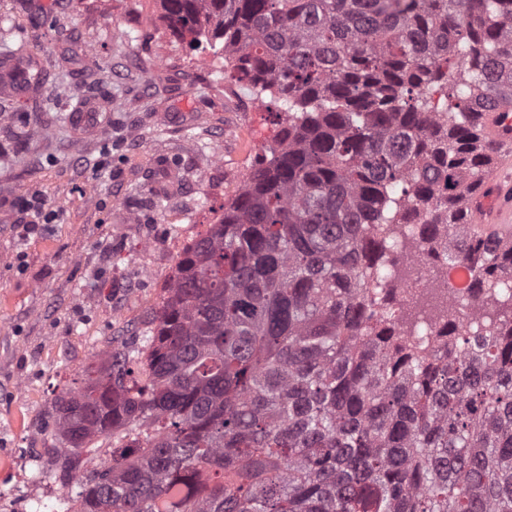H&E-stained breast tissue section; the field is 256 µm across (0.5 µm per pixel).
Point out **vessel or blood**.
I'll return each mask as SVG.
<instances>
[{"instance_id":"obj_1","label":"vessel or blood","mask_w":512,"mask_h":512,"mask_svg":"<svg viewBox=\"0 0 512 512\" xmlns=\"http://www.w3.org/2000/svg\"><path fill=\"white\" fill-rule=\"evenodd\" d=\"M482 133L501 151L471 197L472 224L482 236L512 237V99L497 100L483 118Z\"/></svg>"}]
</instances>
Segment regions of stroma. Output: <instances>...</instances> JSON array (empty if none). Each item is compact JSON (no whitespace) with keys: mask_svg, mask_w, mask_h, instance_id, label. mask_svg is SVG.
<instances>
[{"mask_svg":"<svg viewBox=\"0 0 512 512\" xmlns=\"http://www.w3.org/2000/svg\"><path fill=\"white\" fill-rule=\"evenodd\" d=\"M154 10L0 0V49L24 46L41 85L36 96L0 91V437L26 445H0V512H51L66 497L56 398L99 356L144 346L184 248L285 124L270 94L177 41ZM87 97L99 115L74 127ZM22 122L24 142L13 137ZM34 195L44 215L24 239L19 203Z\"/></svg>","mask_w":512,"mask_h":512,"instance_id":"35a3bbf8","label":"stroma"}]
</instances>
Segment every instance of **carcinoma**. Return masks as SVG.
I'll return each mask as SVG.
<instances>
[{"label": "carcinoma", "mask_w": 512, "mask_h": 512, "mask_svg": "<svg viewBox=\"0 0 512 512\" xmlns=\"http://www.w3.org/2000/svg\"><path fill=\"white\" fill-rule=\"evenodd\" d=\"M193 51L288 113L186 246L141 352L56 398L70 512H512V308L428 352L401 331L395 230L512 292L472 227L512 95V0H157ZM23 65V47L4 53Z\"/></svg>", "instance_id": "obj_1"}]
</instances>
